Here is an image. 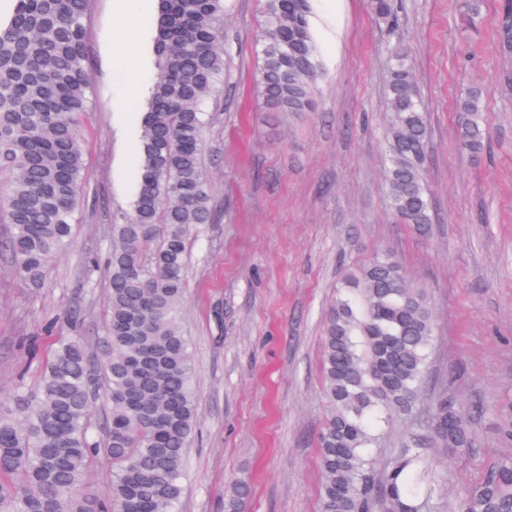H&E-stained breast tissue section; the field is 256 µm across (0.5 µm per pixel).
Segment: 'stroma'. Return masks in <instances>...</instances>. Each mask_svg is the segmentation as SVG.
Masks as SVG:
<instances>
[{"label":"stroma","instance_id":"obj_1","mask_svg":"<svg viewBox=\"0 0 512 512\" xmlns=\"http://www.w3.org/2000/svg\"><path fill=\"white\" fill-rule=\"evenodd\" d=\"M318 66L313 107L279 112L256 91L264 0H224L222 92L206 104L203 163L213 221L193 229L178 324L192 353L197 425L176 512H225L234 483L250 487L240 512H320L319 436L325 320L346 270L390 253L430 300L435 334L425 390L411 414L390 420L373 453L386 463L425 433L432 400L447 393L471 420L474 452L431 449L440 460L444 512L512 446L494 409L512 399V53L500 49L505 0H483L476 22L463 0H398L387 33L369 0H310ZM156 74L151 18H120L115 0H89L90 85L81 129L87 177L73 244L39 287L21 286L0 250V411L36 391L59 336L94 344L104 325L101 264L140 179L142 116L112 109L128 88L113 63L118 25ZM405 52L425 107L423 164L433 222L426 232L389 208L385 136L393 122L391 51ZM480 88L486 147H457V103ZM99 269L85 272L86 261Z\"/></svg>","mask_w":512,"mask_h":512}]
</instances>
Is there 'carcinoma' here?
<instances>
[{
  "instance_id": "cac0c4a2",
  "label": "carcinoma",
  "mask_w": 512,
  "mask_h": 512,
  "mask_svg": "<svg viewBox=\"0 0 512 512\" xmlns=\"http://www.w3.org/2000/svg\"><path fill=\"white\" fill-rule=\"evenodd\" d=\"M154 52L160 73L142 121L141 177L132 211L114 226L107 260L106 335L94 360L78 338L57 341L38 392L0 413V512H174L184 450L195 432L189 341L177 326L186 288L189 234L213 220L201 153L204 106L224 71V0H156ZM87 0H15L0 21V249L15 276L36 286L66 248L86 178L80 127L88 112ZM377 19L396 25L397 0H370ZM259 96L272 109L312 106L316 50L309 0H265ZM512 50V0L499 21ZM386 136L393 214L423 230L433 223L421 177L425 107L407 56H390ZM459 148L485 149L480 93L458 102ZM435 332L426 293L390 255L349 269L324 326L322 372L330 407L320 448L321 512H438L430 448L464 456L473 448L470 416L442 393L430 428L377 472L369 457L378 424L409 414L424 384ZM108 401L104 441L91 432V393ZM502 442L512 446V400L496 408ZM106 459V495L88 486ZM248 486L235 484L227 512ZM464 512H512V456L492 462L465 489Z\"/></svg>"
}]
</instances>
